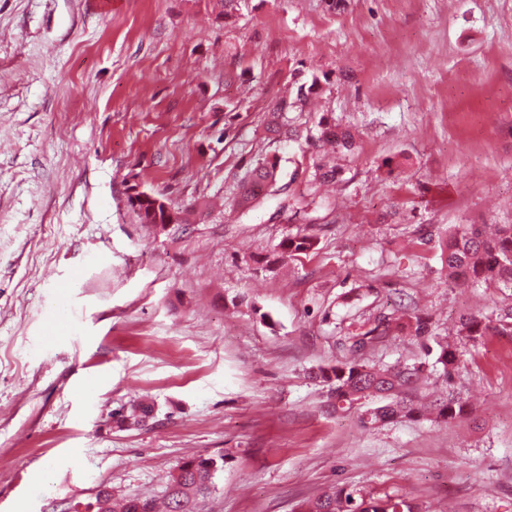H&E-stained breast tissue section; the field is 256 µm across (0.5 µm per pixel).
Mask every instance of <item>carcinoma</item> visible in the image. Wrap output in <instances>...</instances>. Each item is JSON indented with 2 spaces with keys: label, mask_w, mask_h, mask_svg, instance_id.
<instances>
[{
  "label": "carcinoma",
  "mask_w": 512,
  "mask_h": 512,
  "mask_svg": "<svg viewBox=\"0 0 512 512\" xmlns=\"http://www.w3.org/2000/svg\"><path fill=\"white\" fill-rule=\"evenodd\" d=\"M288 111V100L278 102L271 113L267 130L273 135L284 132L283 114ZM318 140L329 143L336 151H350L354 139L347 129L324 125ZM279 160L259 157L240 185V200L246 206L264 195L276 183ZM131 207L143 224H162L163 207H155V200L146 197L131 202ZM316 244L310 235L287 237L278 247L283 256L292 252L308 251ZM443 269L447 274L467 281L509 283L512 285V224L497 225L494 235L488 236L476 224H469L439 239ZM458 335L471 341L504 331L512 333V305L501 307L489 316L467 315L459 319ZM407 333L422 340L426 359L412 366L395 364L376 366L364 358V352L392 332ZM349 355L333 364L318 367L315 378L331 389L332 407L344 414L357 407H366L360 415L363 427L394 422L399 419H418L425 407L419 401V390L429 378L426 371L439 374L444 382L452 379L459 364L458 348L452 347L433 334L430 320L414 311L403 317H376L359 324L348 336ZM466 404L460 398L446 393L435 400L434 421H448L462 416ZM152 407L132 404L116 414L122 426L137 425L149 417ZM224 470V456L198 455L181 461L170 474L164 508L157 507L153 498H122L116 500L105 487L97 490L94 500L83 504L84 512H197L198 501L215 488V477ZM300 512H420L418 504L398 495L380 498L356 496V492L332 485L317 497L305 502Z\"/></svg>",
  "instance_id": "cac0c4a2"
}]
</instances>
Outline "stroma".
I'll use <instances>...</instances> for the list:
<instances>
[{
	"label": "stroma",
	"instance_id": "obj_1",
	"mask_svg": "<svg viewBox=\"0 0 512 512\" xmlns=\"http://www.w3.org/2000/svg\"><path fill=\"white\" fill-rule=\"evenodd\" d=\"M302 84L294 139H271ZM326 122L356 138L331 185L311 177ZM261 154L277 182L240 207ZM132 185L186 223H139ZM442 224H512V0H0V512L160 499L200 454L225 457L202 512H296L332 484L512 512V335L430 378L469 405L445 425L363 428L309 376L359 322L412 305L444 336L512 303L448 280L417 242ZM302 234L315 249L267 263ZM136 397L152 417L117 428Z\"/></svg>",
	"mask_w": 512,
	"mask_h": 512
}]
</instances>
